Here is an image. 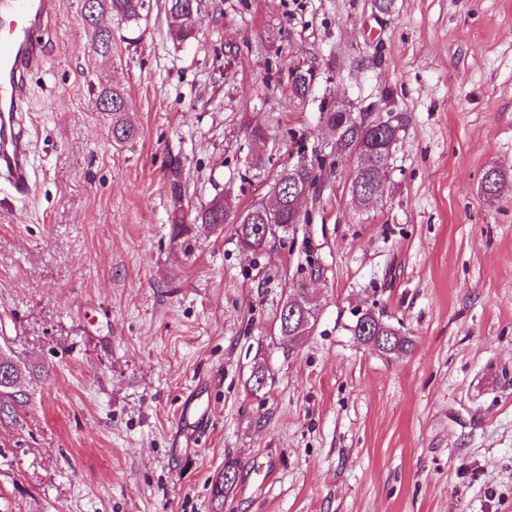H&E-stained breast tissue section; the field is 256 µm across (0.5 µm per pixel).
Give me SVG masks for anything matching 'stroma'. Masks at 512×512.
<instances>
[{
	"mask_svg": "<svg viewBox=\"0 0 512 512\" xmlns=\"http://www.w3.org/2000/svg\"><path fill=\"white\" fill-rule=\"evenodd\" d=\"M83 2L57 0L27 76L29 196L0 177V352L29 396L0 425V512H512V0H200L183 43L150 0L138 31L103 16L108 63ZM109 85L133 141L98 106ZM325 101L407 117L380 200L352 198L345 162L263 251L229 224L173 240L176 211L268 203L277 164L328 152ZM300 293L317 320L291 340ZM368 309L405 351L353 335ZM192 394L212 423L188 443ZM97 100L102 111L112 112V137L119 142L135 138L138 131L128 117L129 108L125 91L117 85L102 88ZM106 103L109 104V108ZM247 133L255 147V154H253L252 164L254 169L260 171L265 165V153L267 144L266 130L260 125L247 126Z\"/></svg>",
	"mask_w": 512,
	"mask_h": 512,
	"instance_id": "35a3bbf8",
	"label": "stroma"
}]
</instances>
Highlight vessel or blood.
<instances>
[{
  "label": "vessel or blood",
  "instance_id": "b4317fda",
  "mask_svg": "<svg viewBox=\"0 0 512 512\" xmlns=\"http://www.w3.org/2000/svg\"><path fill=\"white\" fill-rule=\"evenodd\" d=\"M56 0H0V175L19 196L31 191L30 152L22 115L25 75L42 58L41 33Z\"/></svg>",
  "mask_w": 512,
  "mask_h": 512
}]
</instances>
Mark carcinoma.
Here are the masks:
<instances>
[{"label": "carcinoma", "mask_w": 512, "mask_h": 512, "mask_svg": "<svg viewBox=\"0 0 512 512\" xmlns=\"http://www.w3.org/2000/svg\"><path fill=\"white\" fill-rule=\"evenodd\" d=\"M94 11H86L83 19L90 33L92 51L107 62L112 60V37L110 33L98 26L97 18L108 13L129 29L139 27L144 18L146 0H92ZM167 10L172 19L176 36L185 41L195 35L196 13L195 0H167ZM100 109L112 113V137L119 142H127L137 135V128L128 117V104L125 91L114 85L100 90L97 97ZM321 122L334 126L337 140L328 155L308 158L303 151H298L297 159L281 164L272 188L278 190L279 205L268 209L262 203H254L239 209L228 195L223 203L212 201L196 212L194 223L185 224L175 218L173 238L189 237L198 229L217 231L226 224L234 225L237 242L244 250L258 252L264 249L274 238L286 234L294 224L303 220L296 213L298 205L320 192L322 184L318 183L315 172H325V162L355 158L356 165L351 175V192L353 196L366 195L376 183L387 182L391 176V158L389 146L400 139L403 123L394 126L370 127L361 115L342 112L332 105H325L319 113ZM248 136L255 147L253 167L256 170L265 165L267 144L266 130L260 125L247 127ZM506 187L503 173L496 168L488 169L481 181L484 195L494 198ZM296 308L295 317L279 321V331L284 336H301L311 330L316 321L315 309L308 304V298L300 296L289 300ZM354 335L369 338H391L384 352L403 350L408 340L399 334V330L384 322L370 310L356 315L352 327ZM21 375L20 367L7 356L0 355V423L15 422L19 409L27 403L26 393L18 389Z\"/></svg>", "instance_id": "obj_1"}]
</instances>
